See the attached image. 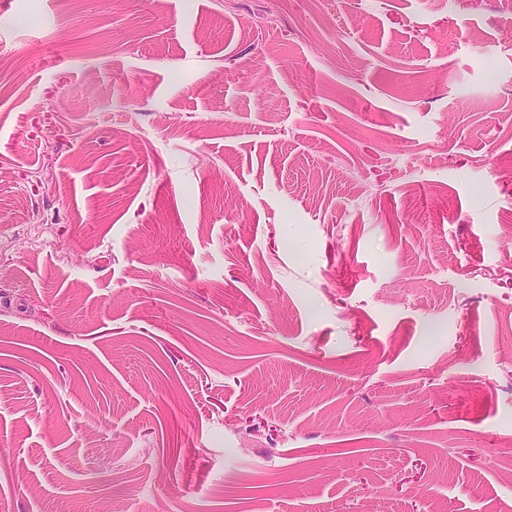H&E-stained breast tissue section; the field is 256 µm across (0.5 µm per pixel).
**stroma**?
<instances>
[{"instance_id": "35a3bbf8", "label": "stroma", "mask_w": 512, "mask_h": 512, "mask_svg": "<svg viewBox=\"0 0 512 512\" xmlns=\"http://www.w3.org/2000/svg\"><path fill=\"white\" fill-rule=\"evenodd\" d=\"M512 512V0H0V512Z\"/></svg>"}]
</instances>
